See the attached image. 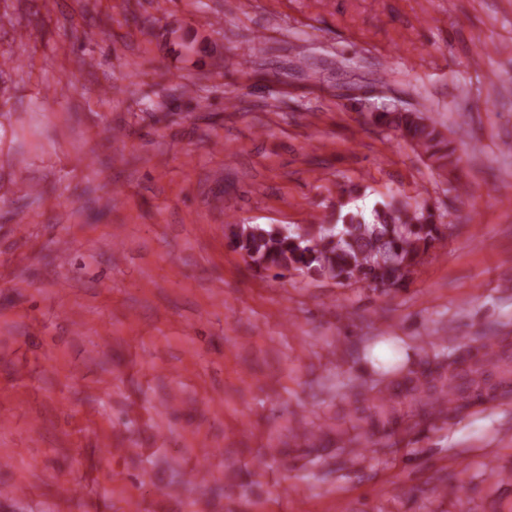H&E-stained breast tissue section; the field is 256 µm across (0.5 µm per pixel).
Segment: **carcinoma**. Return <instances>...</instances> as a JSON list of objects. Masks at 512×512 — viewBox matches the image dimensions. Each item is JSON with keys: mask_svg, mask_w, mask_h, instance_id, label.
Here are the masks:
<instances>
[{"mask_svg": "<svg viewBox=\"0 0 512 512\" xmlns=\"http://www.w3.org/2000/svg\"><path fill=\"white\" fill-rule=\"evenodd\" d=\"M379 120L394 126L431 163L440 168L456 164L450 141L437 123L423 114L382 113ZM447 230L448 225L438 222L424 204L384 202L368 217L341 204L336 208L335 223L311 224L296 231L233 224L230 247L248 257L257 270H293L311 278L326 276L339 284L367 283L377 289L399 284L395 271L412 272L429 249L445 238ZM486 365V359L469 351L448 365V379L439 380L429 390L455 386L459 410L467 405L469 390L479 384ZM394 410L391 396L385 403L373 405L367 418L386 422Z\"/></svg>", "mask_w": 512, "mask_h": 512, "instance_id": "obj_1", "label": "carcinoma"}]
</instances>
